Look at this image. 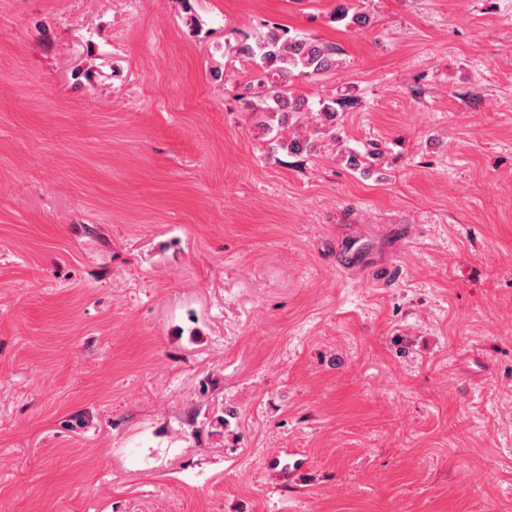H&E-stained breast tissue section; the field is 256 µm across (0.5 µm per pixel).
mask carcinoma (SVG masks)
Segmentation results:
<instances>
[{"label":"carcinoma","instance_id":"carcinoma-1","mask_svg":"<svg viewBox=\"0 0 512 512\" xmlns=\"http://www.w3.org/2000/svg\"><path fill=\"white\" fill-rule=\"evenodd\" d=\"M235 54L254 66L250 79L242 86L238 98L256 115L258 126L271 135L270 143L277 151L302 155L317 150L311 136L284 138L280 131L295 125L309 113H318L325 127L336 124L338 102L334 99L312 101L292 87L297 78L318 79L336 71V45L295 34L278 25H269L252 41L235 46Z\"/></svg>","mask_w":512,"mask_h":512}]
</instances>
